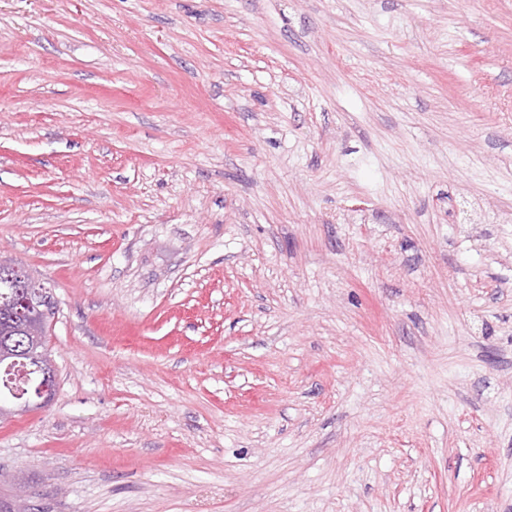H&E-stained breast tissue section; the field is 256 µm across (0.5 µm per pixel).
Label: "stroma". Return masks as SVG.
<instances>
[{"mask_svg": "<svg viewBox=\"0 0 512 512\" xmlns=\"http://www.w3.org/2000/svg\"><path fill=\"white\" fill-rule=\"evenodd\" d=\"M35 512H512V0H0Z\"/></svg>", "mask_w": 512, "mask_h": 512, "instance_id": "1", "label": "stroma"}]
</instances>
